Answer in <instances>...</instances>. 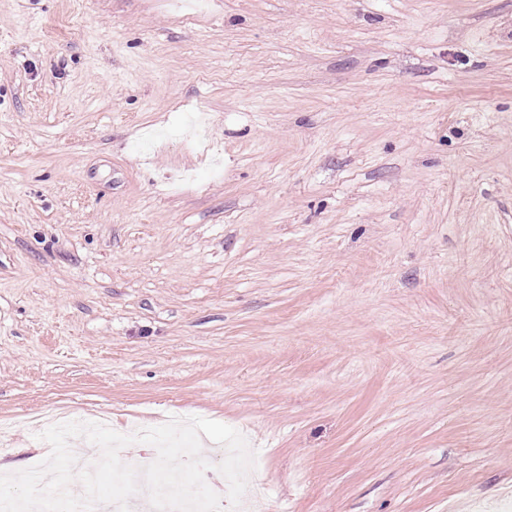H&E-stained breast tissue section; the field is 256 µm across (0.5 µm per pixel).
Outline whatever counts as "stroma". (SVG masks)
<instances>
[{"label":"stroma","instance_id":"1","mask_svg":"<svg viewBox=\"0 0 512 512\" xmlns=\"http://www.w3.org/2000/svg\"><path fill=\"white\" fill-rule=\"evenodd\" d=\"M61 409L512 512V0H0V471Z\"/></svg>","mask_w":512,"mask_h":512}]
</instances>
